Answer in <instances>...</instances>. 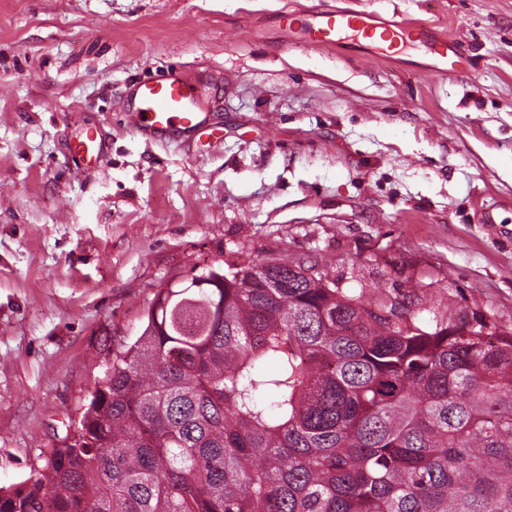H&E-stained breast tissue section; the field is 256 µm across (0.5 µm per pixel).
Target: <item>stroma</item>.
<instances>
[{"label":"stroma","instance_id":"1","mask_svg":"<svg viewBox=\"0 0 512 512\" xmlns=\"http://www.w3.org/2000/svg\"><path fill=\"white\" fill-rule=\"evenodd\" d=\"M343 4L446 30L463 76L286 20ZM167 68L208 88L213 136L130 131L128 84ZM88 127L97 171L69 150ZM286 254L512 329V0H0V487L61 445L158 289Z\"/></svg>","mask_w":512,"mask_h":512}]
</instances>
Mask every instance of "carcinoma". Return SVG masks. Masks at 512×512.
I'll return each instance as SVG.
<instances>
[{"label":"carcinoma","instance_id":"obj_1","mask_svg":"<svg viewBox=\"0 0 512 512\" xmlns=\"http://www.w3.org/2000/svg\"><path fill=\"white\" fill-rule=\"evenodd\" d=\"M487 329L307 255L194 268L0 512H512V330Z\"/></svg>","mask_w":512,"mask_h":512}]
</instances>
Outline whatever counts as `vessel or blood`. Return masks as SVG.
I'll list each match as a JSON object with an SVG mask.
<instances>
[{
    "label": "vessel or blood",
    "instance_id": "1",
    "mask_svg": "<svg viewBox=\"0 0 512 512\" xmlns=\"http://www.w3.org/2000/svg\"><path fill=\"white\" fill-rule=\"evenodd\" d=\"M297 22L309 42L329 48L344 44L355 36L372 45L395 48L408 42L426 44L436 59L435 73L459 77L461 48L434 26L411 18L386 19L380 14L351 8H333L298 16ZM133 109L128 115L132 131L143 137L161 140L178 133L195 137L205 131L208 120L200 108V89L181 71L168 69L136 81L132 86ZM104 140L93 129L84 130L73 141L71 153L83 165L101 160Z\"/></svg>",
    "mask_w": 512,
    "mask_h": 512
}]
</instances>
